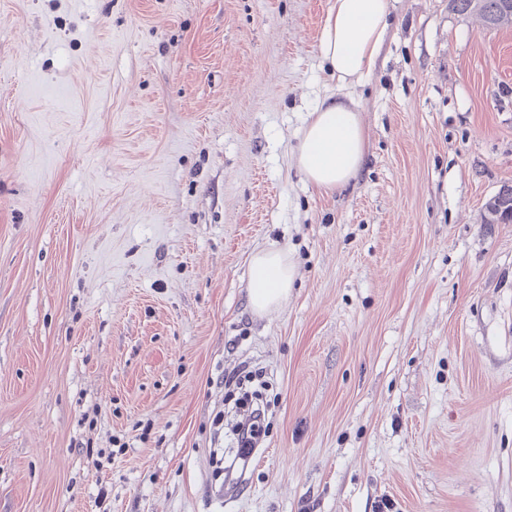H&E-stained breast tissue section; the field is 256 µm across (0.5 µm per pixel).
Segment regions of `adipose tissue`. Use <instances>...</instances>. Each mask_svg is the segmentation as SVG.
<instances>
[{
	"mask_svg": "<svg viewBox=\"0 0 512 512\" xmlns=\"http://www.w3.org/2000/svg\"><path fill=\"white\" fill-rule=\"evenodd\" d=\"M388 27V0H333L320 31L324 63L337 80L362 79L373 68ZM366 142L358 112L328 98L310 112L296 147V164L318 190L332 192L359 172ZM294 267L279 251L253 255L248 298L262 314L288 297Z\"/></svg>",
	"mask_w": 512,
	"mask_h": 512,
	"instance_id": "ef3b65f1",
	"label": "adipose tissue"
}]
</instances>
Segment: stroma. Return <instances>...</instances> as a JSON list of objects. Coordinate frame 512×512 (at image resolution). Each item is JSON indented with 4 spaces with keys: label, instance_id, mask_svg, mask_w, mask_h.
Listing matches in <instances>:
<instances>
[{
    "label": "stroma",
    "instance_id": "35a3bbf8",
    "mask_svg": "<svg viewBox=\"0 0 512 512\" xmlns=\"http://www.w3.org/2000/svg\"><path fill=\"white\" fill-rule=\"evenodd\" d=\"M331 4L0 0V512H512V26L389 0L341 84ZM327 96L366 135L331 194ZM243 369L267 427L220 474ZM366 142L359 112L326 98L313 112L296 147V164L318 190L332 192L359 172ZM504 189H507L508 191V194H504V195H501L502 191ZM510 191V193H509ZM512 185H503L499 191L489 199V201L487 202L488 204L487 205V209H486V212H487V215L486 217L489 219L490 218V215H489V210H488V207L491 205L492 201L495 200V202H493L492 205L495 206V204L497 203L498 204V215L494 218H492V222L491 223H488V224H507V223H512ZM491 205V206H492ZM495 222V223H493ZM294 280V267L280 251L264 250L251 260L248 298L252 310L265 313L288 297Z\"/></svg>",
    "mask_w": 512,
    "mask_h": 512
}]
</instances>
